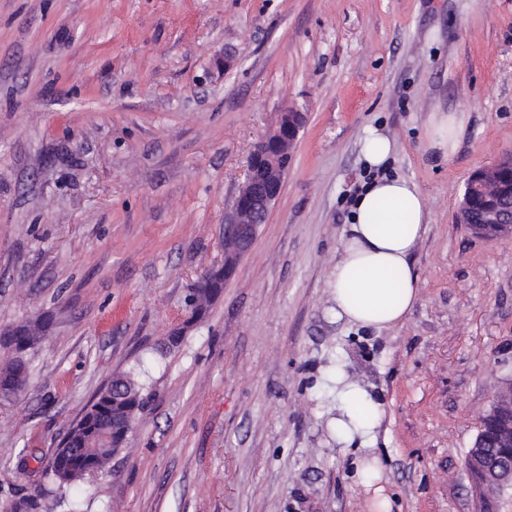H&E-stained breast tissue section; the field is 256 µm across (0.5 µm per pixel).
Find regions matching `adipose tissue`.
<instances>
[{
	"label": "adipose tissue",
	"instance_id": "1",
	"mask_svg": "<svg viewBox=\"0 0 512 512\" xmlns=\"http://www.w3.org/2000/svg\"><path fill=\"white\" fill-rule=\"evenodd\" d=\"M463 128L457 113H432L429 149L443 155L453 151ZM351 219L330 276L332 313L364 328L397 325L419 299L409 257L425 232L426 200L413 183L381 176L354 198ZM334 382L336 415L330 428L337 442L370 445L382 414L379 403L344 369H337Z\"/></svg>",
	"mask_w": 512,
	"mask_h": 512
}]
</instances>
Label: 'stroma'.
<instances>
[{
	"instance_id": "35a3bbf8",
	"label": "stroma",
	"mask_w": 512,
	"mask_h": 512,
	"mask_svg": "<svg viewBox=\"0 0 512 512\" xmlns=\"http://www.w3.org/2000/svg\"><path fill=\"white\" fill-rule=\"evenodd\" d=\"M289 107L306 122L282 192L192 317L250 154ZM434 112L465 117L446 157L427 147ZM369 127L429 211L419 300L381 329L329 314ZM507 154L512 0H0V336L48 325L30 384L0 402V512L34 495L62 512L40 469L133 366L150 394L106 495L67 488L84 512H371L329 428L339 363L382 403L393 512H477L464 460L512 380V238L473 237L457 205Z\"/></svg>"
}]
</instances>
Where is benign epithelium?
I'll list each match as a JSON object with an SVG mask.
<instances>
[{"instance_id":"7a95c632","label":"benign epithelium","mask_w":512,"mask_h":512,"mask_svg":"<svg viewBox=\"0 0 512 512\" xmlns=\"http://www.w3.org/2000/svg\"><path fill=\"white\" fill-rule=\"evenodd\" d=\"M303 123V113L288 109L280 113L276 125L254 147L245 181L230 210L224 213V265L212 278L228 280L251 252L259 227L281 194ZM511 172L512 157L501 158L468 178L459 219L474 235L488 241L512 237V184L507 180ZM129 398L120 388L112 398L114 431L132 423L133 414L127 410ZM466 469L482 498V512H491L497 493L512 489V382L495 394L483 414Z\"/></svg>"}]
</instances>
